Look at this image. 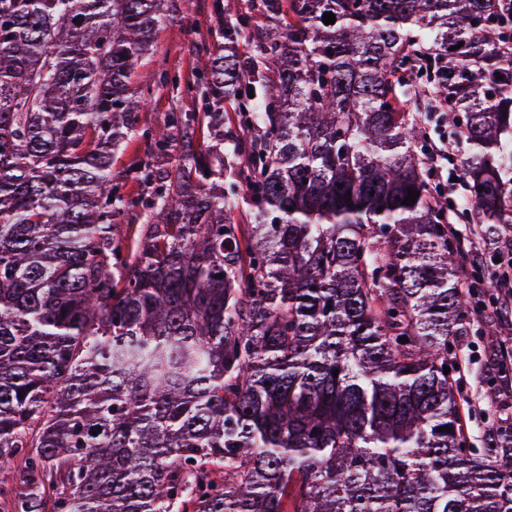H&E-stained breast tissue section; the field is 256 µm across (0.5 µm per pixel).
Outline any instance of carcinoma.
<instances>
[{"label":"carcinoma","instance_id":"carcinoma-1","mask_svg":"<svg viewBox=\"0 0 512 512\" xmlns=\"http://www.w3.org/2000/svg\"><path fill=\"white\" fill-rule=\"evenodd\" d=\"M214 9L227 54L172 81L203 111L149 130L167 0H0V512H512V418L466 449L457 398L479 264L417 150L424 81L463 208L512 228V19ZM137 139L174 166L114 167Z\"/></svg>","mask_w":512,"mask_h":512}]
</instances>
